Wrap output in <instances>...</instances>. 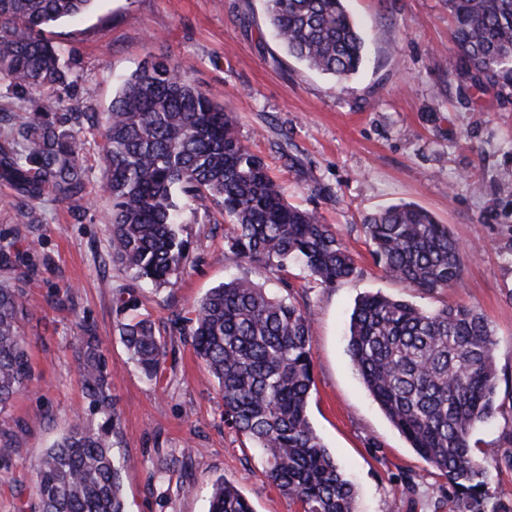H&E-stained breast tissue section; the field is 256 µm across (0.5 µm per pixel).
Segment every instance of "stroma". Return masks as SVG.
Masks as SVG:
<instances>
[{
    "mask_svg": "<svg viewBox=\"0 0 512 512\" xmlns=\"http://www.w3.org/2000/svg\"><path fill=\"white\" fill-rule=\"evenodd\" d=\"M366 40L360 71L344 83L288 57L272 37L263 0H97L80 21L55 29L73 53L71 100L54 114L95 113L82 124L85 197L79 204L44 197L22 223L0 180V230L13 229L31 248L38 274L25 288L22 327L31 341L34 377L0 428L17 447L0 466V512H19L33 465L82 412L84 391L73 345L79 320L104 341L111 394L123 429L124 494L129 512H208L217 479L234 482L254 512H297L266 477L250 443L224 423L223 402L190 346L177 345L167 383L147 381L115 328L112 293L128 282L112 263L100 161L104 119L123 81L145 61H187L194 83L232 112L243 143L266 162L289 203L316 210L352 254L355 277L326 287L289 267L284 277L253 265L248 275L266 292L291 298L315 314V385L310 422L337 466L354 483L357 512H465L461 489L437 474L388 421L355 374L347 323L358 296L372 292L437 309L461 303L488 320L496 340L500 406L478 424L484 512H512V87L481 93L444 81L453 54L445 0H345ZM293 156L295 167L284 163ZM411 202L431 211L473 255L458 287L441 295L410 291L387 277L370 255L365 216ZM182 236L191 263L176 283L146 290L141 312L164 325L173 311L227 281L224 226L215 207L190 206ZM71 295L73 308L54 296ZM193 449L188 470L152 484L160 457ZM165 492L167 506L157 494Z\"/></svg>",
    "mask_w": 512,
    "mask_h": 512,
    "instance_id": "obj_1",
    "label": "stroma"
}]
</instances>
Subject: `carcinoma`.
<instances>
[{"mask_svg":"<svg viewBox=\"0 0 512 512\" xmlns=\"http://www.w3.org/2000/svg\"><path fill=\"white\" fill-rule=\"evenodd\" d=\"M96 0H0V76L41 95L21 116L0 112V130L19 150L0 154V178L16 185L15 208L34 222L30 203L50 195L83 198L85 170L74 135L49 114L65 102L68 66L47 37L56 25L88 14ZM270 30L288 55L337 82L356 74L365 40L344 0H264ZM455 53L444 76L483 92L512 87V0H446ZM178 59L143 65L112 99L104 124V191L112 197L110 249L130 281L112 295L116 328L130 359L159 382L179 340L193 348L218 387L224 423L264 460L267 478L300 512H356L353 485L312 428L314 386L310 308L274 297L242 274L172 314L161 331L135 314L146 286H161L189 264L179 228L184 207L215 205L227 227L224 259L270 273L297 264L334 286L353 277L355 261L320 216L288 203L265 161L241 142L236 121L190 78ZM382 271L428 295L456 287L464 257L448 225L411 203L363 219ZM0 270L19 281L35 274L30 250L0 235ZM28 308L19 287L0 284V414L28 388L30 345L22 331ZM75 354L87 411L34 468L32 512H128L125 460L116 451L120 420L96 327H80ZM495 339L485 317L461 304L430 310L368 293L349 317L355 370L389 422L440 475L467 491L480 512L484 466L474 456L475 426L495 411ZM208 512H254L230 481L212 488Z\"/></svg>","mask_w":512,"mask_h":512,"instance_id":"carcinoma-1","label":"carcinoma"}]
</instances>
